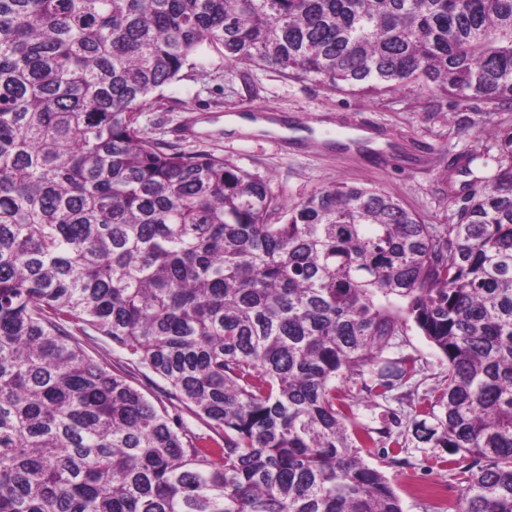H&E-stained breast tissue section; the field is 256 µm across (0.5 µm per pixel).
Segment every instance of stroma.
Wrapping results in <instances>:
<instances>
[{
  "mask_svg": "<svg viewBox=\"0 0 512 512\" xmlns=\"http://www.w3.org/2000/svg\"><path fill=\"white\" fill-rule=\"evenodd\" d=\"M255 108L288 125L313 128L295 141L266 134H229L224 116ZM144 135L184 153H212L268 182L283 204H294L324 186L375 185L400 198L430 224L452 223L468 193L461 168L472 157L473 173H495L496 135L512 130V108L480 99L438 96L411 87L382 97L346 94L288 79L270 68L229 64L208 48L152 106L139 112ZM414 355L421 372L388 399L344 381L358 420L371 428L407 432L404 449L376 448L365 455L401 498L403 512H458L461 485L438 461L442 449L412 437L416 406L444 385L446 366L414 325L388 351Z\"/></svg>",
  "mask_w": 512,
  "mask_h": 512,
  "instance_id": "obj_1",
  "label": "stroma"
}]
</instances>
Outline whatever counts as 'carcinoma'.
<instances>
[{
	"instance_id": "1",
	"label": "carcinoma",
	"mask_w": 512,
	"mask_h": 512,
	"mask_svg": "<svg viewBox=\"0 0 512 512\" xmlns=\"http://www.w3.org/2000/svg\"><path fill=\"white\" fill-rule=\"evenodd\" d=\"M205 46L512 104V0H0V512H403L336 382L411 380L418 358L382 357L409 322L446 363L420 425L461 512H512V131L451 224L346 182L284 207L137 126ZM91 336H83L80 333H75L78 336L82 348L86 353L101 363L108 370L115 371L114 366H125V356L119 351L112 349V342L102 336H98L94 331L87 329ZM148 375L152 379V381L147 380L146 378L137 374L135 378L131 379L132 385H134L142 393H144V395L150 401H152L158 409L161 408V403L157 400V397H159L163 401V404L166 406L169 413L173 415V408L170 406L169 402L161 395L160 390L158 388V386L163 387L164 383L151 373H148Z\"/></svg>"
}]
</instances>
